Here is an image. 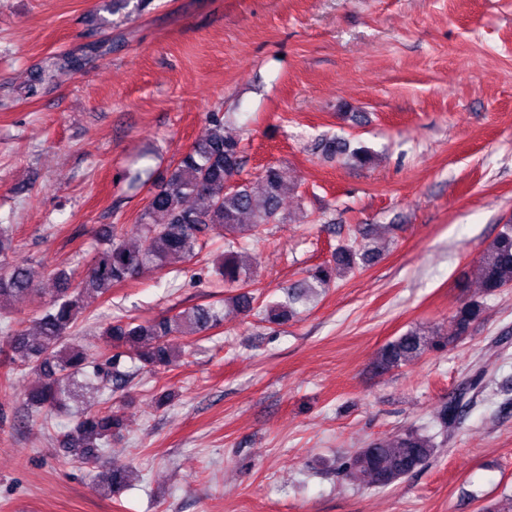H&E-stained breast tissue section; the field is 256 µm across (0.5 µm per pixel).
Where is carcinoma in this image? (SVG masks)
Instances as JSON below:
<instances>
[{
    "label": "carcinoma",
    "mask_w": 512,
    "mask_h": 512,
    "mask_svg": "<svg viewBox=\"0 0 512 512\" xmlns=\"http://www.w3.org/2000/svg\"><path fill=\"white\" fill-rule=\"evenodd\" d=\"M78 60L68 54L56 55L36 69L35 80L54 81L76 70ZM208 135L175 164L169 178L151 189L150 201L131 228L112 227L106 246L96 251L87 269L53 272L57 288L41 301L35 318L36 332L9 330L0 336V365L9 371H29L38 376L36 385L25 394L27 410L49 414L68 410L78 391L95 393L113 386L122 387L133 372L156 371L175 365L182 350L170 339L205 333L223 322L222 309L196 306L171 316L140 322L119 317L101 331L106 353L94 357L72 336L83 315L87 299L102 297L112 287L135 277L140 270L155 264L164 267L174 260L191 261L205 246L213 231L224 232L228 251L216 268L226 288H237L233 297L237 311L257 315L273 324H284L296 314V305L310 294H320L336 285V278L347 270L362 268L376 260L378 253L366 243L339 244L329 263L316 266L298 284L288 288L283 301L260 306L257 298L245 291L249 287V268L239 258L247 240H257L265 224L280 222L283 197L296 189L283 170L264 168L255 178L238 180L243 166L241 141L226 134V121L217 112L207 115ZM322 152L329 158L366 166L373 161L367 147H351L342 137L323 140ZM12 250L10 225L0 224V305L24 302L40 295L30 269L8 260ZM480 287L487 296L512 286V220L481 251L478 259ZM483 302H462L452 315L454 336L441 337L443 348L468 335L479 320ZM428 332L413 327L385 345L379 355L384 369L397 367L421 357L429 350ZM483 370L475 371L465 386L448 395L437 415L441 428H453L469 407L472 396L483 382ZM77 421L64 435L63 451L80 462L101 459L102 449L119 434L122 416L90 408L76 411ZM437 452L434 439L408 430L390 441H374L356 450L341 465L344 475H361L373 488H386L424 466ZM132 473L100 464L98 488L115 495L126 486Z\"/></svg>",
    "instance_id": "obj_1"
}]
</instances>
